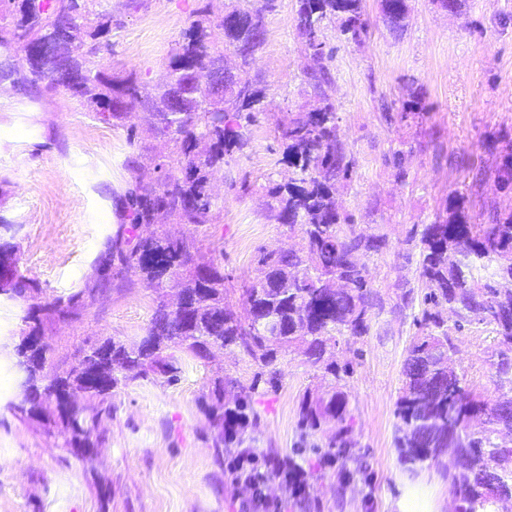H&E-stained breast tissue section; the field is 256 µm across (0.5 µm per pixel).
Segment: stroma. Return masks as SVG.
Masks as SVG:
<instances>
[{
  "instance_id": "stroma-1",
  "label": "stroma",
  "mask_w": 512,
  "mask_h": 512,
  "mask_svg": "<svg viewBox=\"0 0 512 512\" xmlns=\"http://www.w3.org/2000/svg\"><path fill=\"white\" fill-rule=\"evenodd\" d=\"M228 0H101L112 11V31L100 64L110 71H136L148 86L161 82L163 60L203 7L222 13ZM410 24L390 31L379 0H365L370 34L362 44L345 41L330 24L327 45L333 79L331 101L338 133L354 156L357 176L336 186L342 209L357 232L383 231L386 246L367 263L373 287L384 299L366 335L341 342L338 362H352L347 391L359 452L367 469L339 478L342 463L311 477L315 512H399L409 487L394 445L396 401L402 388L406 349L416 329L413 310H399L402 287L423 295L413 229L434 223L450 193L465 197L471 223L487 224L494 212L512 210V192L500 190L495 170L512 153V0H465L455 13L433 0H408ZM296 0H275L265 14L262 51L251 69L266 89L268 116L254 126L247 146L234 154L213 187L224 206L206 232L169 225L170 233L197 240L224 255L227 301L242 308V287L256 276L259 249L297 247L287 226L267 212L268 193L291 175L275 133L277 120L314 105L305 75L294 17ZM421 93L419 116L398 120L404 101ZM113 126L84 111L64 90L0 83V219L13 227L25 275L49 300L83 287L104 239L123 215L117 196L132 172L128 159L151 165L162 144L147 130L145 115ZM405 151V177L390 163ZM155 296L139 280L98 301L79 325L60 324L51 339L61 364L101 337L143 335ZM24 300L0 301V400L15 399L18 379L8 353L23 323ZM457 372L486 398L502 391L491 366L492 334L474 327L456 340ZM256 364L242 353L218 351L212 362L187 363L180 381L159 387L137 381L115 396L112 441L92 462L67 456L59 441L0 411V512H98L88 470L111 478L112 512H243L250 499L232 482L203 435L207 429L196 399L215 374L250 380ZM277 389L254 395L261 415L262 452L287 463L297 435L299 405L317 384L302 357L280 363Z\"/></svg>"
}]
</instances>
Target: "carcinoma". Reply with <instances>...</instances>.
<instances>
[{"label": "carcinoma", "instance_id": "cac0c4a2", "mask_svg": "<svg viewBox=\"0 0 512 512\" xmlns=\"http://www.w3.org/2000/svg\"><path fill=\"white\" fill-rule=\"evenodd\" d=\"M15 10L0 13V29L11 27L13 45L6 53L24 55L28 70L20 82L46 81L62 88L98 119L121 125L135 110L152 118L149 131L162 139L153 166L133 168V180L118 204L126 222L107 236L95 263L106 272L66 296L40 298L41 288L24 275L20 248L0 224V275L12 285L10 297L29 300L13 364H28L30 388L21 405L6 409L21 423H35L64 439L78 457L110 440L107 422L116 407L112 398L130 384L146 380L170 386L182 367L175 353L207 362L212 349H238L259 371L247 382L230 381L238 398L224 401V376L210 379L197 407L213 428L207 435L215 460L258 447L260 414L253 394L264 383L280 382V360L297 355L319 371L320 386L306 391L298 413L295 452L323 453L329 462L353 460L354 416L340 382L350 365L339 364L333 349L340 341L366 334L374 310L382 307L372 287L365 258L383 249L384 233L356 232L349 214L336 202V184L350 182L355 160L338 136L330 102L332 79L326 53L328 22L341 20L340 33L357 44L369 35L365 0H296V32L301 49L313 61L308 85L320 105L301 110L276 125L284 160L294 177L271 192L269 204L278 223L300 237L289 251L259 250L260 276L242 289L244 308L226 301L223 263L204 254L191 239H172L157 224L209 223L219 209L211 177L247 145L251 129L266 115V91L248 69L265 42V11L232 5L220 15L207 9L182 33L167 62L165 80L150 88L134 71L102 68L100 39L112 28V12L97 9L99 0H13ZM384 24L394 32L409 26L407 0H379ZM238 59L236 76L223 94L198 82L213 57L216 40ZM498 183L512 190V154L497 170ZM445 217L427 224L420 237V276L427 292L414 318L417 329L403 367V388L396 402L395 447L408 480L438 463L447 449L453 466L443 472L454 512H483L489 504L512 499V447L501 436L512 431V396L485 399L449 368L457 353L453 333L485 326L496 341L495 374L512 382V212L496 214L489 224L468 221L465 199L452 194ZM133 273L155 294L144 335L104 337L83 349L79 361L63 368L53 359L48 333L59 323H83L99 297L127 282ZM452 313L448 323L446 313ZM89 480L98 490L99 512H110L108 478ZM288 506L317 504L306 475L291 482Z\"/></svg>", "mask_w": 512, "mask_h": 512}]
</instances>
